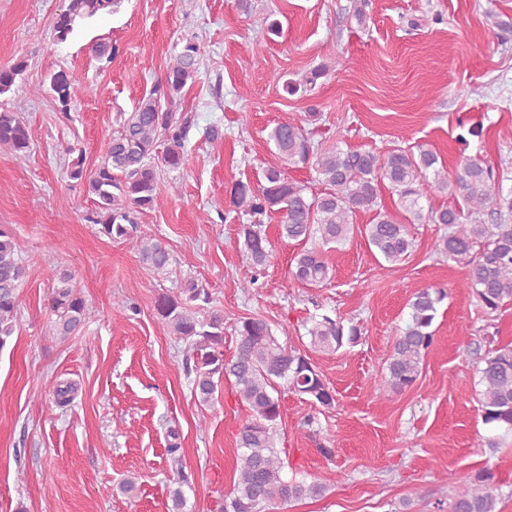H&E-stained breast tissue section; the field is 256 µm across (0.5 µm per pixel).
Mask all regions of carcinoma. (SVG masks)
I'll use <instances>...</instances> for the list:
<instances>
[{
	"instance_id": "cac0c4a2",
	"label": "carcinoma",
	"mask_w": 512,
	"mask_h": 512,
	"mask_svg": "<svg viewBox=\"0 0 512 512\" xmlns=\"http://www.w3.org/2000/svg\"><path fill=\"white\" fill-rule=\"evenodd\" d=\"M121 0H68L56 14L52 30L56 40L65 42L87 19L109 15ZM204 46L193 37L185 39L181 52L165 69L160 82L141 97L132 111L121 114L120 129L101 147L99 163L84 169L83 157L71 162L70 176L85 179L95 196L92 222L111 239L135 240L142 262L157 272L172 264V254L160 239L140 235L132 211L158 205L159 174L155 155L160 141L167 142L161 165L170 171L186 170L192 156L184 141L188 118L166 105L195 81ZM26 64L16 62L0 68V95L11 90ZM323 63L312 68L300 81L285 80L282 89L290 96L307 92L328 75ZM51 89L66 109L91 87L76 79L58 75ZM321 119L308 112L303 122L283 120L269 131L267 144L277 162L267 165L262 180L252 184L236 181L230 188L231 211L243 216L281 215V237L303 244L294 257L293 278L306 286H319L330 279L328 253L347 240L354 228V216L372 214L364 225L369 246L387 262L408 257L413 239L408 225L441 224L447 231L435 237L432 252L459 261L467 267L465 287L469 288L486 313L497 311L512 299V195L503 192L491 168L474 158L462 159L453 172L425 144L417 150L391 146L382 153L324 147L314 144L306 126ZM0 148L23 153L30 148V135L13 112H0ZM306 164L323 186L319 193L310 186L288 178V167ZM398 198L397 211L387 210L379 201L381 187ZM452 194L453 206L425 207L422 199ZM239 236L253 268L265 266L271 256L270 241L262 222L240 225ZM316 241L308 248L306 244ZM29 273V264L12 231L0 225V351L14 336L18 311V288ZM447 297L443 288H425L408 303V322L397 329L387 361V373L374 382L375 394L387 398L404 392L418 379L424 357L434 342L433 329L439 307ZM211 293L196 279L187 278L171 293H162L156 310L170 333L185 344V371L191 377V391L199 404L210 406L218 400L224 381L233 383L249 416L238 433V475L224 499L222 512H263L269 503L283 504L303 498L322 497L327 487L320 481L288 480L284 462L275 448V432L281 419V389L286 388L314 406L331 409L333 390L296 348L278 342L269 323L259 317H245L234 328L235 354L224 357V313L210 307ZM53 334L66 341L77 335L89 319L87 303L68 271L62 270L48 296ZM310 345L319 352L336 353L354 347L362 329L352 320L327 313L307 321ZM479 384L482 420L492 431H512V345L488 351L482 359ZM74 384L55 383L49 395L59 407L70 405ZM495 476L481 469L455 490L448 512H496Z\"/></svg>"
}]
</instances>
